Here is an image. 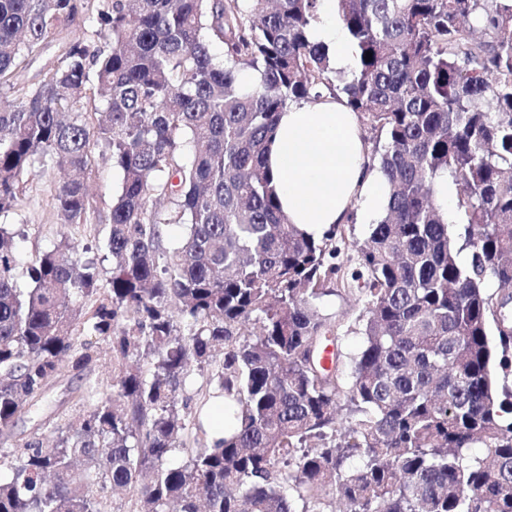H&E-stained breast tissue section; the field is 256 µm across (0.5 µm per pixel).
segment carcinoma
Here are the masks:
<instances>
[{"label": "carcinoma", "mask_w": 512, "mask_h": 512, "mask_svg": "<svg viewBox=\"0 0 512 512\" xmlns=\"http://www.w3.org/2000/svg\"><path fill=\"white\" fill-rule=\"evenodd\" d=\"M84 2L0 0V214L23 176L58 168V219L83 224L95 146L122 172L104 282L63 236L20 286L25 230L0 224V442L63 364L89 369L101 342L123 368L13 443L0 512H108L116 489L132 512H512V0H337L347 73L308 40L318 0ZM86 26L105 43L75 38L16 86ZM327 94L383 135L389 203L362 246L289 223L263 161L279 113ZM442 175L462 188L446 219ZM344 291L361 305L353 355L316 309ZM194 367L224 396L213 444L187 443ZM83 31L85 33H83ZM74 36L89 39L95 38L89 28L76 30L75 32L64 31L52 45H49L45 49L39 58L33 61L26 70L19 74L18 81L20 83H31L35 81L41 71L47 70L56 64L62 44L69 42Z\"/></svg>", "instance_id": "cac0c4a2"}]
</instances>
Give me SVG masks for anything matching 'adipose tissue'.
<instances>
[{"instance_id": "1", "label": "adipose tissue", "mask_w": 512, "mask_h": 512, "mask_svg": "<svg viewBox=\"0 0 512 512\" xmlns=\"http://www.w3.org/2000/svg\"><path fill=\"white\" fill-rule=\"evenodd\" d=\"M312 43L326 46L336 69H348L352 51L336 10V0H319ZM264 159L279 204L291 223L319 238L345 223L353 207L374 221L388 204L386 181L364 147L358 118L345 102L327 98L316 106L299 102L280 113Z\"/></svg>"}]
</instances>
